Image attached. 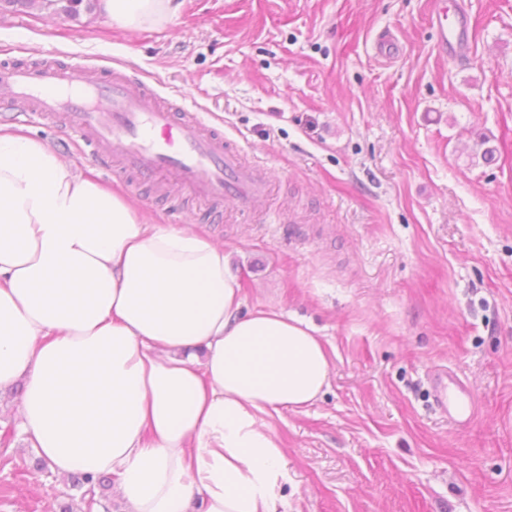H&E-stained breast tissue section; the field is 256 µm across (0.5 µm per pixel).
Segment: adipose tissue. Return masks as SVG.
<instances>
[{"mask_svg":"<svg viewBox=\"0 0 512 512\" xmlns=\"http://www.w3.org/2000/svg\"><path fill=\"white\" fill-rule=\"evenodd\" d=\"M167 25L179 0H98ZM223 245L150 223L45 142L0 127V390L61 476H112L125 512H278L271 416L313 404L331 357L307 323L243 311Z\"/></svg>","mask_w":512,"mask_h":512,"instance_id":"1","label":"adipose tissue"}]
</instances>
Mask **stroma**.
I'll list each match as a JSON object with an SVG mask.
<instances>
[{
    "mask_svg": "<svg viewBox=\"0 0 512 512\" xmlns=\"http://www.w3.org/2000/svg\"><path fill=\"white\" fill-rule=\"evenodd\" d=\"M442 7L469 20L463 54L439 47ZM2 62L138 78L267 172L245 210L60 148L156 223L224 245L244 310L294 315L327 345L325 393L270 420L283 512H512V0H183L134 32L4 7ZM441 368L474 397L468 423L435 406ZM22 393L0 392V512H122L115 481L90 493L37 469Z\"/></svg>",
    "mask_w": 512,
    "mask_h": 512,
    "instance_id": "1",
    "label": "stroma"
}]
</instances>
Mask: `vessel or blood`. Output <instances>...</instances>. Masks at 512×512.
I'll list each match as a JSON object with an SVG mask.
<instances>
[{
    "mask_svg": "<svg viewBox=\"0 0 512 512\" xmlns=\"http://www.w3.org/2000/svg\"><path fill=\"white\" fill-rule=\"evenodd\" d=\"M434 24L441 32L442 50L461 45L465 20L449 22L443 9ZM0 91L22 106L23 116L42 119L65 113L73 136L96 159L118 162L120 171L172 179L197 197L230 198L248 207L266 193L264 170L225 145L222 131L162 102L133 79L104 77L97 69L68 64H1ZM451 381V376H441L436 403L451 419L463 422L473 409L465 391H450Z\"/></svg>",
    "mask_w": 512,
    "mask_h": 512,
    "instance_id": "1",
    "label": "vessel or blood"
}]
</instances>
